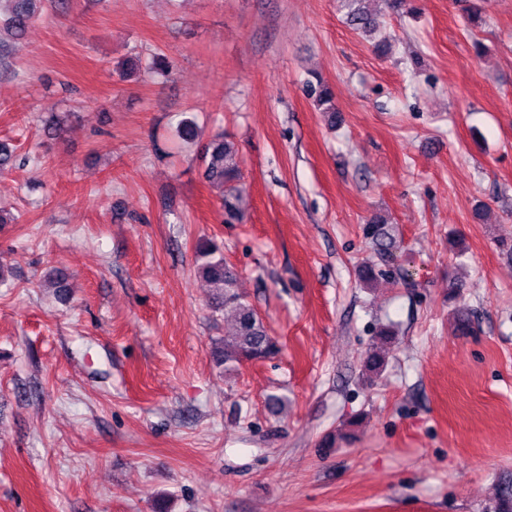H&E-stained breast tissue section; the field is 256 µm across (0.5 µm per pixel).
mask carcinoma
I'll list each match as a JSON object with an SVG mask.
<instances>
[{"instance_id":"carcinoma-1","label":"carcinoma","mask_w":512,"mask_h":512,"mask_svg":"<svg viewBox=\"0 0 512 512\" xmlns=\"http://www.w3.org/2000/svg\"><path fill=\"white\" fill-rule=\"evenodd\" d=\"M347 9V22L353 30L369 35L374 31V21L365 7L366 0H342ZM43 0H0V29L14 38L21 37L26 29L39 17ZM310 96L315 107L329 113L330 122H335L336 106L332 90L317 82L310 87ZM202 161L209 186L219 193L228 219L237 216L240 190L237 182L240 171L235 160L233 142L216 136L205 146ZM364 237L369 240L380 257L389 258L395 251V241L387 220L373 216L363 227ZM197 272L216 290L213 308L232 314L234 326L224 335L222 343L216 345L213 355L224 371H235L246 362L263 361L275 357L280 346L254 307L246 302L237 290V277L219 255L214 241H201L196 249Z\"/></svg>"}]
</instances>
